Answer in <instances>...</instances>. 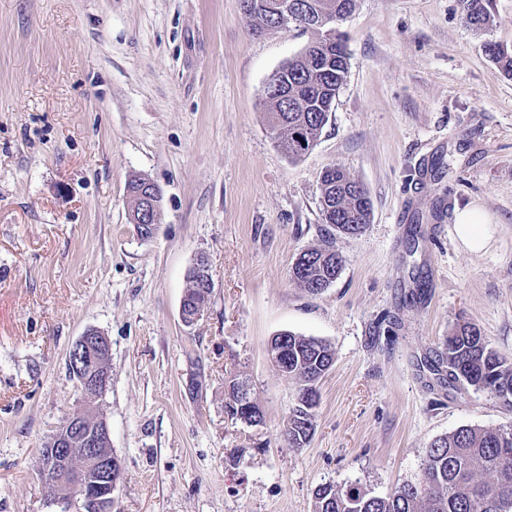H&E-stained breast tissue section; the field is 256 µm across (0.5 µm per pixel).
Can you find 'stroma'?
<instances>
[{
    "label": "stroma",
    "instance_id": "stroma-1",
    "mask_svg": "<svg viewBox=\"0 0 512 512\" xmlns=\"http://www.w3.org/2000/svg\"><path fill=\"white\" fill-rule=\"evenodd\" d=\"M489 11L477 31L459 0H358L346 81L293 161L262 91L311 32L253 34L241 0H0V512H57L40 449L83 406L67 354L92 328L112 345L118 512H313L329 483L385 497L435 438L512 425L421 366L462 321L512 359V77L485 51L512 50V0ZM333 165L372 216L334 239L343 270L312 295L290 267L326 238ZM134 174L163 194L149 239L128 218ZM464 208L480 251L456 234ZM200 255L213 289L188 327ZM284 331L335 351L299 449L283 437L297 384L267 354ZM236 376L263 424L225 414ZM483 217L475 209H463L456 213L455 228L459 239L472 250L481 249L485 244Z\"/></svg>",
    "mask_w": 512,
    "mask_h": 512
}]
</instances>
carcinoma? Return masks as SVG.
Returning a JSON list of instances; mask_svg holds the SVG:
<instances>
[{
    "mask_svg": "<svg viewBox=\"0 0 512 512\" xmlns=\"http://www.w3.org/2000/svg\"><path fill=\"white\" fill-rule=\"evenodd\" d=\"M258 0H242L252 30L264 33L269 23L266 13L256 8ZM311 9L312 16L295 20L293 26L315 33L301 55L282 66L288 76V101L276 95L263 100L267 123L277 146L292 160L302 158L293 133L297 129L309 144H316L330 113L327 106L336 100L347 73L346 34L342 22L355 10L351 0H297ZM465 22L475 29L489 25L486 0H460ZM326 13L335 21L334 44L325 43L326 28L319 16ZM488 56L498 69L512 75V52L497 43L486 45ZM153 189L140 176L128 182L134 217L140 219L141 196ZM321 213L324 223L347 237L361 235L370 223L371 200L358 181L337 166L321 176ZM343 268L342 256L329 246L312 247L296 258L291 278L316 295L330 287ZM288 376L299 384L297 404L292 407L284 429L291 448H304L314 429L316 411L306 406L304 397L331 368L335 352L330 344L314 337L288 332ZM448 369V383L463 382L477 391L496 397L512 409V361L487 343L481 329L463 322L446 337L437 359L429 368ZM314 512H512V426L507 429L460 426L434 440L427 450L420 478L398 487L391 495L379 497L357 485L338 488L320 486L314 495Z\"/></svg>",
    "mask_w": 512,
    "mask_h": 512,
    "instance_id": "cac0c4a2",
    "label": "carcinoma"
}]
</instances>
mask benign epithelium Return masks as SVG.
Segmentation results:
<instances>
[{
  "label": "benign epithelium",
  "mask_w": 512,
  "mask_h": 512,
  "mask_svg": "<svg viewBox=\"0 0 512 512\" xmlns=\"http://www.w3.org/2000/svg\"><path fill=\"white\" fill-rule=\"evenodd\" d=\"M261 7L274 14L276 22L270 27L274 32L285 30L288 22L286 0H264ZM278 95L288 98V89L280 81V71H275L266 81L263 95ZM74 355V370L81 374L79 388L87 401L86 409L98 410L97 401L108 391L111 383V368L102 362L112 361V345L107 336L96 329H89L79 336L71 346ZM232 406L244 413L242 422L248 426L258 423L255 402L251 397L250 384L237 382ZM111 439L107 422H102L100 433L93 435L85 430L83 414L69 418L63 429L55 435L53 447L48 449V460L41 463L40 474L45 484H64L67 490L53 496L60 512H86L89 503L96 501L92 489L107 490L106 498L114 501V493L123 477L121 460L112 448H101L102 439Z\"/></svg>",
  "instance_id": "benign-epithelium-1"
}]
</instances>
